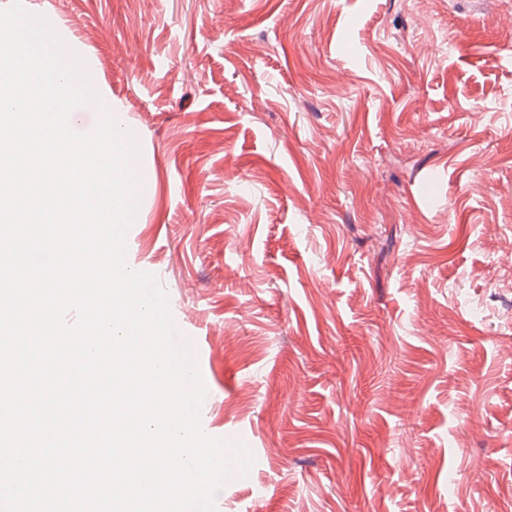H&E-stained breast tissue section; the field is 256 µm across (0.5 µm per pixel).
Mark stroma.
Segmentation results:
<instances>
[{
	"mask_svg": "<svg viewBox=\"0 0 512 512\" xmlns=\"http://www.w3.org/2000/svg\"><path fill=\"white\" fill-rule=\"evenodd\" d=\"M138 138L223 512H512V0H23Z\"/></svg>",
	"mask_w": 512,
	"mask_h": 512,
	"instance_id": "stroma-1",
	"label": "stroma"
}]
</instances>
